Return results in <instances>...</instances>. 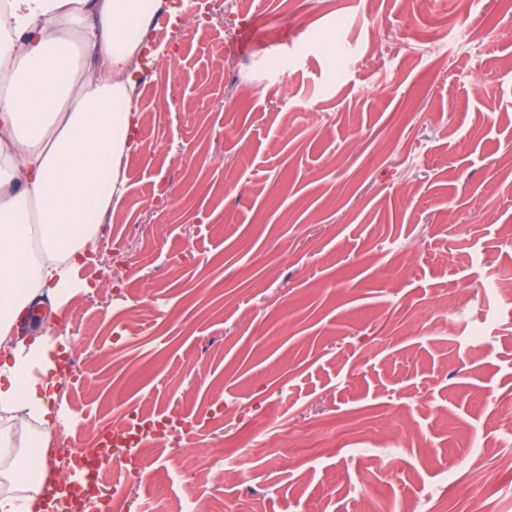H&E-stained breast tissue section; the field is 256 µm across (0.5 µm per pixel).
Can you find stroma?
<instances>
[{
  "label": "stroma",
  "instance_id": "35a3bbf8",
  "mask_svg": "<svg viewBox=\"0 0 512 512\" xmlns=\"http://www.w3.org/2000/svg\"><path fill=\"white\" fill-rule=\"evenodd\" d=\"M166 6L52 434L185 418L137 512H459L474 474L512 512V0Z\"/></svg>",
  "mask_w": 512,
  "mask_h": 512
}]
</instances>
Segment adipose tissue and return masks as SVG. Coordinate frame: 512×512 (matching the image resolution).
<instances>
[{
	"label": "adipose tissue",
	"mask_w": 512,
	"mask_h": 512,
	"mask_svg": "<svg viewBox=\"0 0 512 512\" xmlns=\"http://www.w3.org/2000/svg\"><path fill=\"white\" fill-rule=\"evenodd\" d=\"M0 12V512H46L58 353L51 320L13 325L38 297L82 288L125 194L140 112L134 60L161 0H7Z\"/></svg>",
	"instance_id": "obj_1"
}]
</instances>
